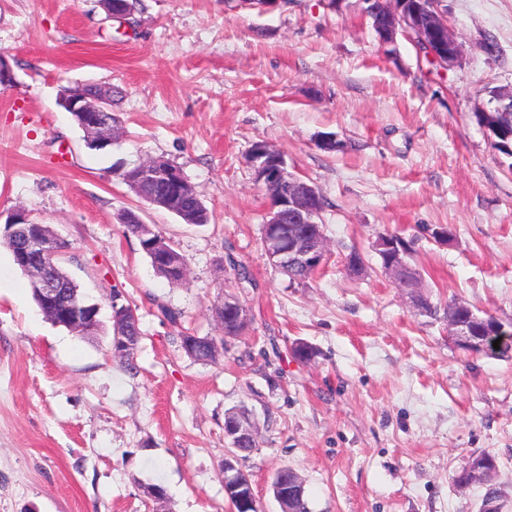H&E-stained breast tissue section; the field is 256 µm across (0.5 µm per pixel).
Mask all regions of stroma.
Returning a JSON list of instances; mask_svg holds the SVG:
<instances>
[{"mask_svg": "<svg viewBox=\"0 0 512 512\" xmlns=\"http://www.w3.org/2000/svg\"><path fill=\"white\" fill-rule=\"evenodd\" d=\"M464 46L449 66L411 41L380 46L359 0H140L126 19L98 0H0V209L27 210L67 245L62 267L101 307V331L53 326L0 246V512H229L224 414L253 410L259 446L238 466L262 512H279L273 472L305 482L310 512H480L485 486L457 489L472 454L497 458L499 512H512V357L468 354L445 318L415 312L381 267L377 236L399 232L432 302L456 300L512 326V158L477 112L512 88V0H443ZM492 50H485L486 39ZM112 88L122 136L88 149L62 89ZM333 134L336 152L317 141ZM282 154L326 201L324 268L298 283L262 245L269 204L248 162ZM162 156L208 208L194 226L140 202L115 165ZM143 221L186 257L158 277L119 216ZM455 239L438 244L430 229ZM362 253L350 274L344 258ZM252 282L225 279L230 261ZM137 307L134 370L114 361L113 289ZM237 297L250 322L215 361L176 335H219L214 307ZM180 314L179 326L162 307ZM318 352L295 358L296 343Z\"/></svg>", "mask_w": 512, "mask_h": 512, "instance_id": "1", "label": "stroma"}]
</instances>
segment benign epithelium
<instances>
[{
    "label": "benign epithelium",
    "instance_id": "1",
    "mask_svg": "<svg viewBox=\"0 0 512 512\" xmlns=\"http://www.w3.org/2000/svg\"><path fill=\"white\" fill-rule=\"evenodd\" d=\"M367 4L365 16L378 14L383 19L376 27V35L384 46L396 43L398 35L412 41L416 47L423 48L427 58L440 66L459 61L462 45L451 30L445 15L438 7V0H362ZM69 112H109L110 101L105 96L88 98L75 94L66 102ZM249 163L255 179L264 186L279 189V193L270 198L266 221L263 224V247L274 268L283 265L317 270L328 256V242L321 231H316L308 240L298 241L293 235L279 229L292 215L304 224H318L320 211L313 205L316 191L313 184L297 178L288 172L284 156L265 142L252 145ZM6 226L20 234L18 260L30 279L40 286L44 303L51 307L59 322L67 325L72 332L86 336L91 330L92 317L87 307L62 288L57 282L45 275L43 259L58 252L59 240L29 231V214L22 208L8 213ZM375 252L382 258V268L395 283L403 288L409 303L415 311L421 309L423 284H407L408 265L405 257L408 248L404 242L391 234L380 236L374 244ZM224 314L234 317L236 322L247 328L248 312L238 299L226 297L222 302ZM448 337L458 349L468 353L493 354L496 349L493 341L500 344L512 342V335L504 330L501 322H494L487 328V334L477 333L471 321L463 317L448 320ZM258 423H245L231 420L224 425V439L230 447L240 450L249 438L255 436ZM273 497L280 512H288V498L300 496L304 492L301 485L289 487L275 483L271 486ZM225 496L235 500L241 507L254 505L256 496L248 474L233 465L224 468Z\"/></svg>",
    "mask_w": 512,
    "mask_h": 512
}]
</instances>
